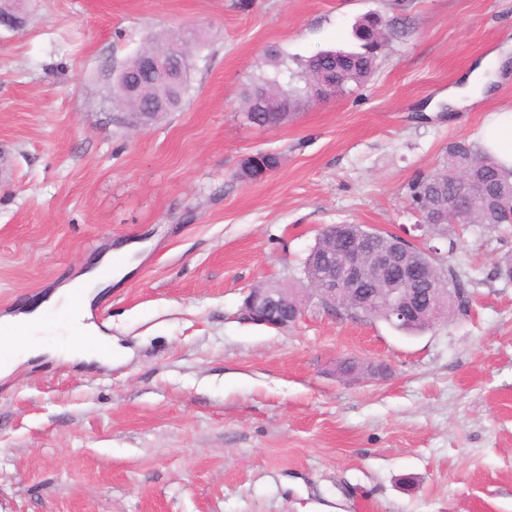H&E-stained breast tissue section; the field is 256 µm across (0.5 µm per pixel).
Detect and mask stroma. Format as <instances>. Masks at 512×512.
I'll use <instances>...</instances> for the list:
<instances>
[{
  "instance_id": "obj_1",
  "label": "stroma",
  "mask_w": 512,
  "mask_h": 512,
  "mask_svg": "<svg viewBox=\"0 0 512 512\" xmlns=\"http://www.w3.org/2000/svg\"><path fill=\"white\" fill-rule=\"evenodd\" d=\"M248 2L26 0V27L0 29V317L142 246L91 308L111 365L43 356L0 380V512H512V229L433 239L471 298L415 336L313 298L285 329L241 315L257 285L303 287L322 228L417 223L409 183L512 110V0ZM370 13L404 32L366 84L246 119L270 53L357 48ZM195 31L188 101L129 127L114 72ZM493 50L483 98L447 111ZM261 152L280 166L241 178Z\"/></svg>"
}]
</instances>
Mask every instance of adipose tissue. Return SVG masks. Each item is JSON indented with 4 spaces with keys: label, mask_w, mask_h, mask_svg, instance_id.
<instances>
[{
    "label": "adipose tissue",
    "mask_w": 512,
    "mask_h": 512,
    "mask_svg": "<svg viewBox=\"0 0 512 512\" xmlns=\"http://www.w3.org/2000/svg\"><path fill=\"white\" fill-rule=\"evenodd\" d=\"M503 56L492 54L480 60L464 80L463 85L450 88L448 91L449 104L464 109L470 107L483 93L485 84L491 79L494 71L501 67ZM108 280L101 274L100 268H93L82 273L72 282L63 284L48 301L36 309L12 317L1 319L4 324L23 329L24 334L20 340L0 338V345L9 348L7 357L0 359V378L9 377L17 367L32 358L43 354H51L67 360L97 362L108 365L112 362L110 347L112 339L103 334L96 323L91 320L92 313L86 306L76 314L73 326H61L59 331L60 342L55 348H47L42 336L44 329V314L47 309L58 308L69 310L70 297L73 293H82L84 301L88 303L96 294L97 287L106 286ZM95 336L104 347L103 352H89L82 343L83 337Z\"/></svg>",
    "instance_id": "adipose-tissue-1"
}]
</instances>
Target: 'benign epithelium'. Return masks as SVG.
Instances as JSON below:
<instances>
[{"label": "benign epithelium", "mask_w": 512, "mask_h": 512, "mask_svg": "<svg viewBox=\"0 0 512 512\" xmlns=\"http://www.w3.org/2000/svg\"><path fill=\"white\" fill-rule=\"evenodd\" d=\"M143 68L148 71H166L175 78L181 77V60L171 51H156L144 56ZM336 97V80L325 79L312 88V99L326 101ZM472 166L463 169L457 217L466 218L468 211L462 199L482 190L478 179L470 176ZM337 261L323 276L312 284V294L318 304L330 315L343 308L354 314L367 315L376 299L368 289L369 267L375 266L381 277L391 281L387 302L390 311L401 319L434 324L447 316V289L432 275L429 261L431 250L408 256L395 240L383 249H371L353 232L344 234L337 241ZM244 315L257 324L283 329L294 324L303 313V299L285 285L258 286L249 291L243 304Z\"/></svg>", "instance_id": "obj_1"}]
</instances>
